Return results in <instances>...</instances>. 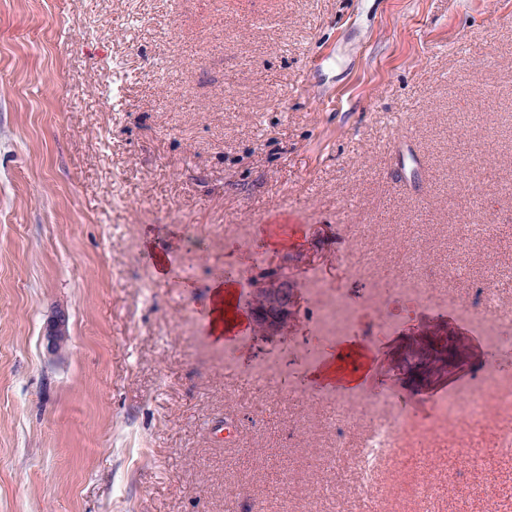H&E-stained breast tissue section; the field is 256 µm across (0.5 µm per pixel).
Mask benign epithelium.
<instances>
[{
    "instance_id": "1",
    "label": "benign epithelium",
    "mask_w": 512,
    "mask_h": 512,
    "mask_svg": "<svg viewBox=\"0 0 512 512\" xmlns=\"http://www.w3.org/2000/svg\"><path fill=\"white\" fill-rule=\"evenodd\" d=\"M311 260L312 257L305 254L290 255L285 252L280 265L263 268L250 276L255 301L248 321L259 332V338H287L289 325L297 313V272L310 264ZM67 336L68 314L57 312L47 328L48 345L54 350Z\"/></svg>"
}]
</instances>
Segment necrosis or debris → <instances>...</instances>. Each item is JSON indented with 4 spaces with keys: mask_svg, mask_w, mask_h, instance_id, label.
I'll return each instance as SVG.
<instances>
[{
    "mask_svg": "<svg viewBox=\"0 0 512 512\" xmlns=\"http://www.w3.org/2000/svg\"><path fill=\"white\" fill-rule=\"evenodd\" d=\"M391 258L396 266L410 272L409 277L399 280L401 292L407 295L408 308L431 305L432 280L421 244L408 242L392 253ZM483 263L485 276L472 283L467 299L455 304L454 309L476 321L478 326L491 328L495 342L511 350L512 303L499 298L500 273L494 253H487ZM351 315L343 289H330L322 312L306 316L307 333L298 337V344L307 346L310 352H317L320 344L340 333ZM395 401L396 393L390 388L376 391L364 399L339 394L333 397V411L327 417V426L336 437V452L331 455V462H338L347 454L351 434L359 436L362 453L356 461L358 472L353 494L363 501L365 512H384L383 499L373 492L374 480L384 462L397 455L398 423H383L373 411L389 407ZM509 411H512V383L505 381L497 369L486 362L473 368L462 385L443 394L435 407L436 415L442 419L465 422L473 430H491L500 452L506 457L512 456V427H501L500 421ZM459 457L462 464L453 473L455 484L481 501L483 512H498L496 490L473 479L483 460L480 449H460Z\"/></svg>",
    "mask_w": 512,
    "mask_h": 512,
    "instance_id": "obj_1",
    "label": "necrosis or debris"
}]
</instances>
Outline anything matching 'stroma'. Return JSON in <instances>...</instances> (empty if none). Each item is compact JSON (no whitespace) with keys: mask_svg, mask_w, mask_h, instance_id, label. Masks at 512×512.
<instances>
[{"mask_svg":"<svg viewBox=\"0 0 512 512\" xmlns=\"http://www.w3.org/2000/svg\"><path fill=\"white\" fill-rule=\"evenodd\" d=\"M479 222L512 265V0H0V512H357L314 493L332 344L215 340V271L315 254L298 312L343 288L353 341L405 236L463 301L448 227ZM389 302L376 373L412 481L436 392L484 361L512 379V350L406 361L436 320Z\"/></svg>","mask_w":512,"mask_h":512,"instance_id":"stroma-1","label":"stroma"}]
</instances>
